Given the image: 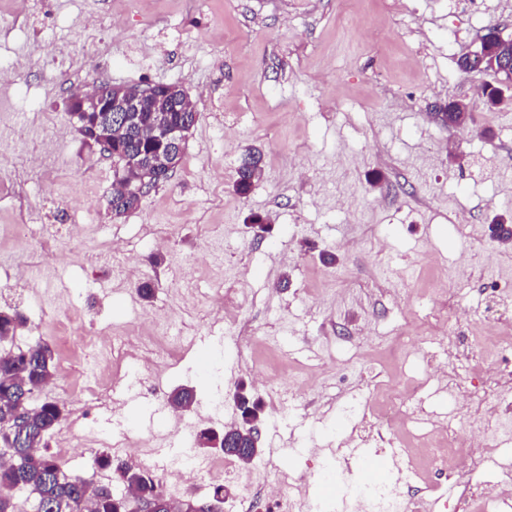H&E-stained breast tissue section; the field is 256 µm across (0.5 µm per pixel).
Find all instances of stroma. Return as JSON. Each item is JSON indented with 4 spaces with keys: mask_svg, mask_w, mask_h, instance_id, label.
Segmentation results:
<instances>
[{
    "mask_svg": "<svg viewBox=\"0 0 512 512\" xmlns=\"http://www.w3.org/2000/svg\"><path fill=\"white\" fill-rule=\"evenodd\" d=\"M0 64H30L0 93V311L26 320L0 348L44 340L57 353L52 382L31 403L74 408L91 366L63 327L93 332L165 322L177 364L141 388L155 419L171 414L150 393L194 388V411L231 404L237 385L258 397L259 371L294 382L288 413L263 408L261 460L269 481L284 468L313 474L310 496L343 480L395 478L381 442H369L340 476L327 472L339 439L360 419L349 403L383 405V393L420 381L425 416L455 400L428 381L424 354L438 329L458 323L469 349L512 325L495 277L512 272V243L489 224L512 225V106L477 104L484 74L462 72L488 28L512 37V0H0ZM69 54L68 80L43 74L49 42ZM177 83L200 117L169 182L113 218L111 159L84 143L68 111L85 82ZM474 105L464 126L433 114L448 100ZM263 154L251 193L233 190L246 147ZM70 207H61V200ZM271 230L255 236L252 216ZM88 226L81 237L70 225ZM473 260L461 265L462 250ZM133 258L153 296L143 301L125 273ZM238 290L234 314L210 301ZM110 401L84 423L102 441L76 448L67 473L112 483L95 466L114 455L120 431ZM237 407L202 428L238 422ZM492 463L434 473L430 512L512 471V440Z\"/></svg>",
    "mask_w": 512,
    "mask_h": 512,
    "instance_id": "obj_1",
    "label": "stroma"
}]
</instances>
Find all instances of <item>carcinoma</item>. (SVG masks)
Masks as SVG:
<instances>
[{
  "instance_id": "cac0c4a2",
  "label": "carcinoma",
  "mask_w": 512,
  "mask_h": 512,
  "mask_svg": "<svg viewBox=\"0 0 512 512\" xmlns=\"http://www.w3.org/2000/svg\"><path fill=\"white\" fill-rule=\"evenodd\" d=\"M76 122L90 131L102 132L97 125L98 113L80 112L69 107ZM469 112L466 107L450 101L438 108L435 119L444 126H460L466 123ZM186 113L181 111L178 100L159 106H148L134 124L127 125L120 134V149L129 163L142 165L148 154L158 150V144L148 141V130L158 121L171 126L185 122ZM262 155L255 148H248L241 157L233 188L240 196L248 195L262 173ZM139 200L135 196L112 200V216L120 218L135 209ZM23 322L17 314L0 311V342L14 335ZM53 349L40 340L25 350L0 352V446L9 451L16 462L0 466V512H20L12 492L23 488L33 495L43 512H131V503L125 493L109 486L95 485L80 475H68L56 455L36 445L45 441L65 419V406L57 401H46L30 413L27 420L29 443L22 444L9 437L13 417L22 406L29 405L34 393L51 381L55 368ZM241 417L250 418L261 407L258 399L243 393L236 396ZM219 444L227 456H236L239 448H252V436L224 430L219 436L214 432L200 434L198 444ZM116 471L124 488L132 486L141 495L150 497L158 492L159 479L149 476L137 467L125 463Z\"/></svg>"
}]
</instances>
